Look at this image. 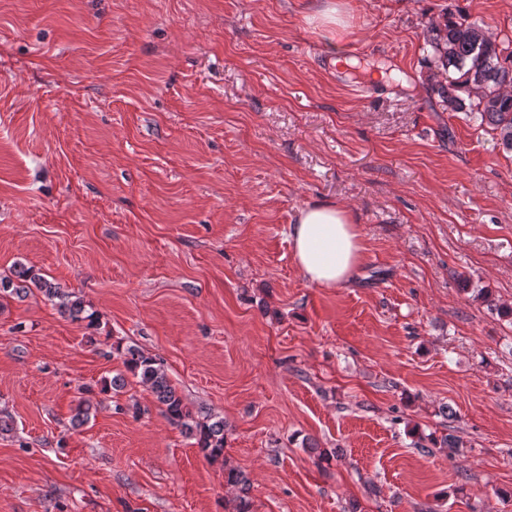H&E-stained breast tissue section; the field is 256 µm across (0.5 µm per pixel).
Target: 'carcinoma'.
<instances>
[{
	"label": "carcinoma",
	"instance_id": "cac0c4a2",
	"mask_svg": "<svg viewBox=\"0 0 512 512\" xmlns=\"http://www.w3.org/2000/svg\"><path fill=\"white\" fill-rule=\"evenodd\" d=\"M428 42L434 53V68L428 78L435 81L438 91L451 111L475 112L481 123L490 127L504 149L512 151V51L496 42L476 23L445 20L428 29ZM454 69L459 77L444 85L439 77ZM19 281L13 286V281ZM15 280H0V296L19 293L32 285L44 297L55 303L75 320L95 324V315L85 310L79 299L72 298L59 284L50 281L32 268L15 270ZM128 372L152 392L156 402L164 407L169 421L181 427L185 435L195 440L204 458L216 461L224 457V420L203 410L191 411L160 363L135 348L123 353ZM224 482L237 491L233 512H252L249 498L252 486L248 475L234 467H224Z\"/></svg>",
	"mask_w": 512,
	"mask_h": 512
}]
</instances>
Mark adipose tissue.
Instances as JSON below:
<instances>
[{
    "instance_id": "obj_1",
    "label": "adipose tissue",
    "mask_w": 512,
    "mask_h": 512,
    "mask_svg": "<svg viewBox=\"0 0 512 512\" xmlns=\"http://www.w3.org/2000/svg\"><path fill=\"white\" fill-rule=\"evenodd\" d=\"M289 236L298 269L317 286L347 284L361 263V232L344 206L316 203L303 207Z\"/></svg>"
}]
</instances>
